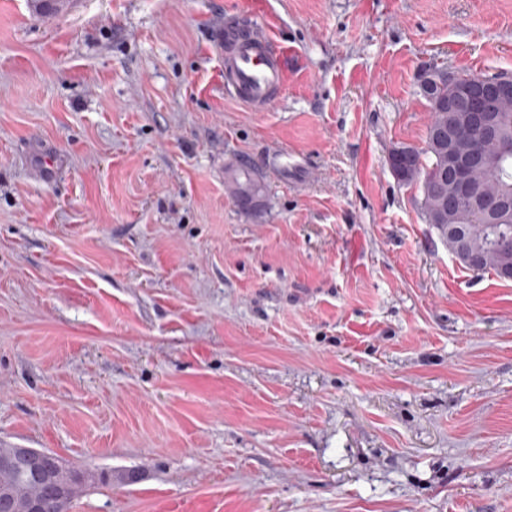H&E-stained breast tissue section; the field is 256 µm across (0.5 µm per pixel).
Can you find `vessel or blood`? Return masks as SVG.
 Returning a JSON list of instances; mask_svg holds the SVG:
<instances>
[{
  "instance_id": "b4317fda",
  "label": "vessel or blood",
  "mask_w": 512,
  "mask_h": 512,
  "mask_svg": "<svg viewBox=\"0 0 512 512\" xmlns=\"http://www.w3.org/2000/svg\"><path fill=\"white\" fill-rule=\"evenodd\" d=\"M218 42L224 53L226 97L261 111L274 104L288 80L292 47L278 41L271 24L251 23L248 29L228 23ZM224 186L244 209L255 211L265 201L267 182L241 159L224 166Z\"/></svg>"
}]
</instances>
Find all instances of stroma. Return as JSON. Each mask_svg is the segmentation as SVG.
I'll return each mask as SVG.
<instances>
[{
    "mask_svg": "<svg viewBox=\"0 0 512 512\" xmlns=\"http://www.w3.org/2000/svg\"><path fill=\"white\" fill-rule=\"evenodd\" d=\"M432 67L512 75V0H0V447L111 473L67 512H512V281L388 166ZM224 53V94L262 111L280 97L288 80L292 46L276 39L273 26L252 19L248 30L226 23L218 36ZM224 186L244 209L256 211L264 204L267 193L265 178L239 158L225 163Z\"/></svg>",
    "mask_w": 512,
    "mask_h": 512,
    "instance_id": "35a3bbf8",
    "label": "stroma"
}]
</instances>
